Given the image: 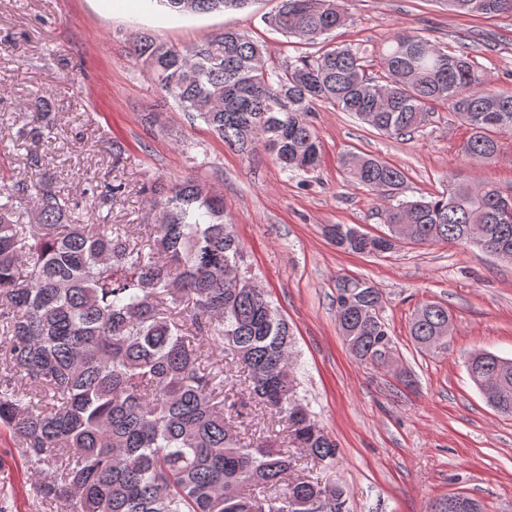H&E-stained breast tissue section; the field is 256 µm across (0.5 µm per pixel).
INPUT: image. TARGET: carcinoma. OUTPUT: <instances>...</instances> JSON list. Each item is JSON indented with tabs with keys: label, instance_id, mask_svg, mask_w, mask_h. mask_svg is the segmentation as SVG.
Here are the masks:
<instances>
[{
	"label": "carcinoma",
	"instance_id": "obj_1",
	"mask_svg": "<svg viewBox=\"0 0 512 512\" xmlns=\"http://www.w3.org/2000/svg\"><path fill=\"white\" fill-rule=\"evenodd\" d=\"M170 18L242 8L249 0H157ZM461 13L512 14V0H448ZM345 0H280L269 23L318 46L286 64L236 30L176 47L142 33L137 66L192 121L224 145L270 151L284 172L308 174L321 145L308 112L317 103L348 112L389 138L411 137L434 105L470 131L461 152L488 162L498 135L512 133V96L487 86L475 57L408 32L393 34L368 72L366 48L335 45ZM350 181L377 194L393 241L357 226L325 235L356 254H384L401 242L474 245L512 263V222L501 223L494 182H448L436 197H401L404 171L363 152L342 156ZM156 224L89 218L52 178L0 182V428L35 464L45 512H344L347 490L291 477L295 459L271 429L246 439L248 409L283 418L292 446L330 465L338 446L297 395L288 323L270 313L262 288L238 273L241 245L224 220V200L194 179L143 189ZM85 193L113 202L114 179ZM38 202L35 223L14 220V202ZM379 289L363 279L336 282V324L350 353L384 367L396 343ZM451 316L437 302L414 313L420 348L448 344ZM211 341L219 352L205 353ZM244 376L248 401L224 413V354ZM470 379L497 413L512 416V359L477 352ZM28 389L14 386L16 376Z\"/></svg>",
	"mask_w": 512,
	"mask_h": 512
}]
</instances>
